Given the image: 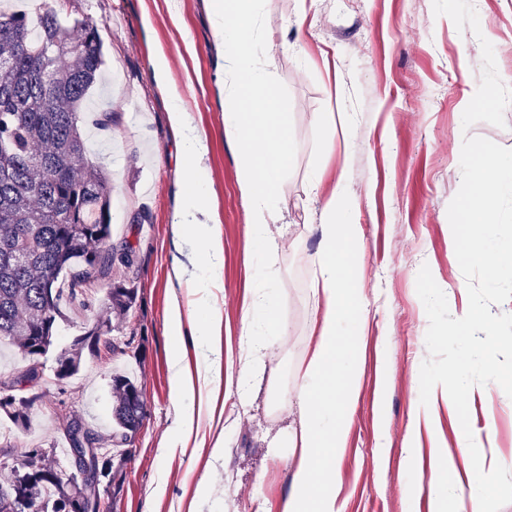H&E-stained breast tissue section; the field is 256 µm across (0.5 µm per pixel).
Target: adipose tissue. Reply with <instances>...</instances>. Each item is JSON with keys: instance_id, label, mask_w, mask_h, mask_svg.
<instances>
[{"instance_id": "obj_1", "label": "adipose tissue", "mask_w": 512, "mask_h": 512, "mask_svg": "<svg viewBox=\"0 0 512 512\" xmlns=\"http://www.w3.org/2000/svg\"><path fill=\"white\" fill-rule=\"evenodd\" d=\"M170 130L192 157L182 174L184 204L172 216L176 235L202 244L201 255L209 269L223 263V252L212 233V211L204 197L198 172L204 157L203 136L191 113L181 106L169 112ZM356 204L344 179H337L329 196L320 204L318 230L323 247L313 291L321 306L306 356V370L297 400V421L292 428L295 461L291 466L292 491L281 512H340L336 504V450L344 444L349 423L347 410L360 378L359 365L343 366L338 342V323L360 299L358 271L350 256L360 236L354 221ZM179 393L176 404V444L184 448L195 423L194 410L187 400L195 393V383L182 365H175Z\"/></svg>"}]
</instances>
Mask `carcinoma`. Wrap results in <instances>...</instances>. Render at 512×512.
<instances>
[{
  "label": "carcinoma",
  "instance_id": "1",
  "mask_svg": "<svg viewBox=\"0 0 512 512\" xmlns=\"http://www.w3.org/2000/svg\"><path fill=\"white\" fill-rule=\"evenodd\" d=\"M104 63L98 26L64 24L48 8L36 18L0 10V344L28 364L16 384L41 377L40 365L66 321L62 302L85 304L87 289L107 281L104 300L82 333L56 356L58 380L76 375L100 347L117 352L112 317L128 314L137 288L112 280L133 262V246L112 243L111 186L89 164L81 108ZM111 447L92 434V457L114 483L146 415L138 382L110 376ZM0 412L12 427L30 430L31 407ZM41 476L22 463L0 484V512H71L101 494L100 482L64 477L56 455L38 457Z\"/></svg>",
  "mask_w": 512,
  "mask_h": 512
}]
</instances>
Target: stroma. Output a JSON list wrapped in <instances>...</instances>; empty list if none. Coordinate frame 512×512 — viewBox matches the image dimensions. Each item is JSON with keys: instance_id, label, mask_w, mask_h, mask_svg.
I'll list each match as a JSON object with an SVG mask.
<instances>
[{"instance_id": "1", "label": "stroma", "mask_w": 512, "mask_h": 512, "mask_svg": "<svg viewBox=\"0 0 512 512\" xmlns=\"http://www.w3.org/2000/svg\"><path fill=\"white\" fill-rule=\"evenodd\" d=\"M4 4L32 17L49 5L65 20H92L103 43L102 75L90 91L84 126L93 133L89 160L110 178L112 239L128 240L135 250L134 264L122 276L137 287V303L121 319L117 338L126 345L121 359L137 371L146 402L105 512H280L293 462L288 401L299 391L318 314L311 286L319 238L304 234L305 225L320 221L308 192L315 171L323 196L335 179L346 181L362 234L354 256L360 307L340 326V350L362 366L336 456L341 512H436L430 478L438 469V446L467 456L466 468L445 475L444 487L485 482L490 512H512V471L493 468L497 460L512 462V398L499 385L470 392L472 429L493 427L483 446L460 450L462 428L443 387L431 394L432 423L417 420L428 318L416 292L418 271L426 265L452 316L468 306L447 208L461 185L465 135L512 149V106L505 127L462 126L481 78V40L492 43L498 74L512 87V0H472L477 34L435 16L432 0H266L271 72L289 92L297 150L282 186V245L273 257L284 327L267 345L245 409L236 392L247 363L242 317L255 291V263L245 251L247 203L235 179L239 149L224 134L223 59L205 0H0ZM161 57L181 106L204 133L200 181L224 250L223 288L215 293L224 315L222 372L192 401L193 448L174 454L166 451L175 414L172 366L178 360L191 375L206 373L212 340H177L168 323L173 300L192 303L191 314L200 321L209 308L199 302L207 269L199 270L193 285L171 275L173 261L193 251L171 227L190 158L171 136L173 102L157 88ZM103 111L118 115L105 130L95 125ZM318 112L332 113L336 123V147L329 153L319 149ZM54 364V356H47L32 408L34 429L14 432L12 448L0 452V482L21 465L27 448L60 443L71 418L103 437L111 429V351L86 358L79 374L62 382L52 374ZM219 438L224 452L215 456L211 448Z\"/></svg>"}]
</instances>
